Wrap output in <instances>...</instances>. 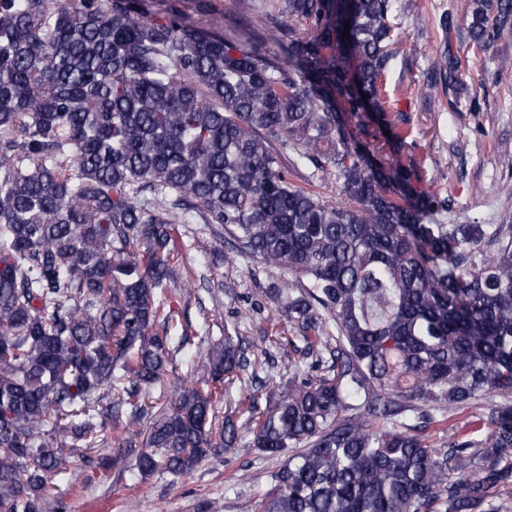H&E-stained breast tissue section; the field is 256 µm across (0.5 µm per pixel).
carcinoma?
<instances>
[{
  "label": "carcinoma",
  "mask_w": 512,
  "mask_h": 512,
  "mask_svg": "<svg viewBox=\"0 0 512 512\" xmlns=\"http://www.w3.org/2000/svg\"><path fill=\"white\" fill-rule=\"evenodd\" d=\"M412 2L277 0L269 57L250 28L215 36L134 0H0V512H41L77 459L108 468L79 442L133 443L124 416L148 413L142 391L188 345L160 293L175 225L198 219L281 271L271 302L318 344L247 442L230 413L208 428L251 367L244 340L211 344L205 384L153 421L140 479L257 449L285 460L255 512H497L512 403L483 446L436 448L423 425L512 395V224L444 223L387 158L383 80ZM438 26L418 91L457 112L452 13ZM507 30L512 0H470L473 59ZM329 174L334 201L312 189Z\"/></svg>",
  "instance_id": "cac0c4a2"
}]
</instances>
